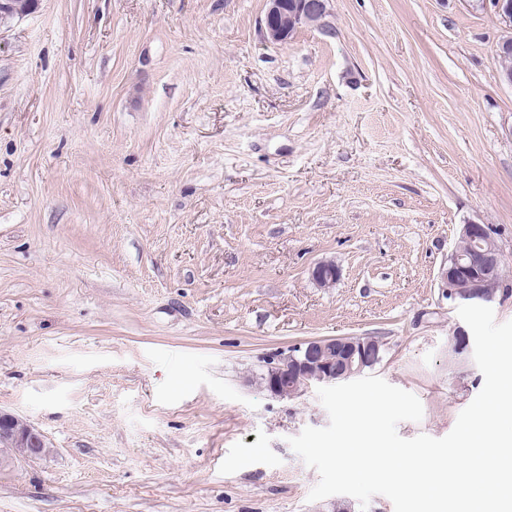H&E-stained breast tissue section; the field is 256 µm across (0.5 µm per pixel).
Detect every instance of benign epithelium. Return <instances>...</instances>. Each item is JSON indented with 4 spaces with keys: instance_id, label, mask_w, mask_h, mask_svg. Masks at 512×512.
<instances>
[{
    "instance_id": "benign-epithelium-1",
    "label": "benign epithelium",
    "mask_w": 512,
    "mask_h": 512,
    "mask_svg": "<svg viewBox=\"0 0 512 512\" xmlns=\"http://www.w3.org/2000/svg\"><path fill=\"white\" fill-rule=\"evenodd\" d=\"M266 39L285 43L303 26H321L329 13L330 0H266ZM459 239L469 251L456 249L448 255L440 272L442 293L458 305H484L494 301L485 288L504 279L501 247L485 224L462 225ZM339 270L331 261H320L312 270L321 288L333 285ZM381 361L378 344L370 336H339L310 340L268 363L267 390L278 397L297 395L314 384L349 379ZM0 447L19 448L22 458L41 457L48 448L45 436L22 418L0 411Z\"/></svg>"
}]
</instances>
